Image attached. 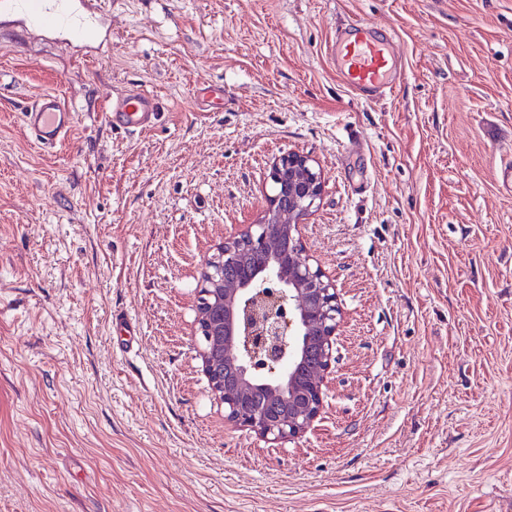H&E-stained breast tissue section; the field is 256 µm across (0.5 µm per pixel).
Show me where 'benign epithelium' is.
<instances>
[{"instance_id": "1", "label": "benign epithelium", "mask_w": 512, "mask_h": 512, "mask_svg": "<svg viewBox=\"0 0 512 512\" xmlns=\"http://www.w3.org/2000/svg\"><path fill=\"white\" fill-rule=\"evenodd\" d=\"M258 220L224 240L197 284L199 356L235 425L278 444L304 436L324 407L343 310L335 280L311 264L301 225L324 175L288 152L270 164Z\"/></svg>"}]
</instances>
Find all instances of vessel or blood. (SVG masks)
Wrapping results in <instances>:
<instances>
[{
    "instance_id": "b4317fda",
    "label": "vessel or blood",
    "mask_w": 512,
    "mask_h": 512,
    "mask_svg": "<svg viewBox=\"0 0 512 512\" xmlns=\"http://www.w3.org/2000/svg\"><path fill=\"white\" fill-rule=\"evenodd\" d=\"M108 0H0V26L12 25L29 37L53 42L59 49L86 60L108 55L112 45V11ZM393 30L376 31L358 22L348 37L337 38L330 58L346 86L359 99L382 95L397 75L402 62L395 51ZM99 115L111 128L128 133L147 130L158 115V98L134 88L112 93ZM23 125L35 147L57 149L69 142L79 114L65 96L44 91L24 102Z\"/></svg>"
}]
</instances>
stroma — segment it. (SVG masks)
<instances>
[{
	"label": "stroma",
	"mask_w": 512,
	"mask_h": 512,
	"mask_svg": "<svg viewBox=\"0 0 512 512\" xmlns=\"http://www.w3.org/2000/svg\"><path fill=\"white\" fill-rule=\"evenodd\" d=\"M357 20L406 66L370 102L327 54ZM1 69L0 512H512V0H112L105 62L0 29ZM142 85L156 126L106 129L94 103ZM42 89L79 112L49 154ZM294 151L344 322L321 416L274 448L210 390L196 286ZM23 103L21 120L35 147L49 151L69 142L79 114L64 95L56 91H44Z\"/></svg>",
	"instance_id": "35a3bbf8"
}]
</instances>
